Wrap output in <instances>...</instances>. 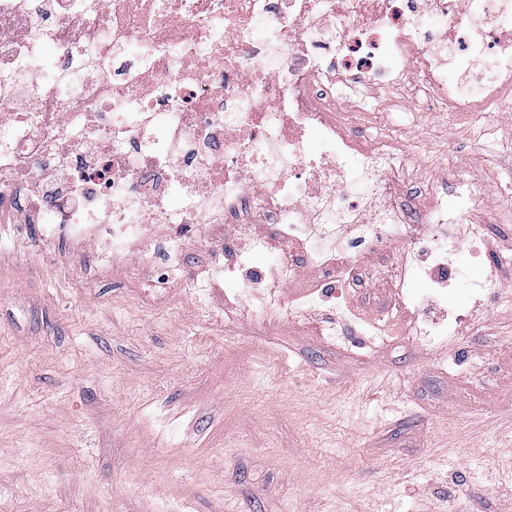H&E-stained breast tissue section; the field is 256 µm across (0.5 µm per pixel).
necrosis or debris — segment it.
Instances as JSON below:
<instances>
[{
	"label": "necrosis or debris",
	"instance_id": "necrosis-or-debris-1",
	"mask_svg": "<svg viewBox=\"0 0 512 512\" xmlns=\"http://www.w3.org/2000/svg\"><path fill=\"white\" fill-rule=\"evenodd\" d=\"M27 2L0 0V213L19 206L42 240L91 246L116 269L166 226L161 251L141 255L161 297L206 227L232 226L237 260L212 273L235 281L268 248L254 224L274 225L287 252L262 272V292L234 293L273 321L324 305L358 317L349 294L332 301L306 283L290 304L281 290L303 264L345 281L363 251L391 241L396 308L454 288L448 227L480 240L470 214L483 183L459 173L446 191L403 189L399 145L350 135L348 114L369 111L378 84L411 102L427 93L430 113L492 111L512 90V0ZM48 45L67 68L55 70ZM344 87L362 90L346 108ZM416 276L427 293L410 288ZM372 329L434 343L459 327Z\"/></svg>",
	"mask_w": 512,
	"mask_h": 512
}]
</instances>
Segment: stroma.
<instances>
[{
  "mask_svg": "<svg viewBox=\"0 0 512 512\" xmlns=\"http://www.w3.org/2000/svg\"><path fill=\"white\" fill-rule=\"evenodd\" d=\"M352 121L395 139L404 181L485 180L484 236L452 225L464 271L447 302L394 309L382 246L351 270L361 320L263 321L205 269L233 261L222 233L190 246L165 302L145 297L143 244L125 269L36 231L0 241V512H512V315L474 301L498 266L512 288V96L482 116L422 114L379 95ZM205 289L197 297L190 282ZM481 327L437 344L366 327L443 320ZM498 269L495 267L487 268L482 276L471 283V291L475 296L489 295L498 296L499 290Z\"/></svg>",
  "mask_w": 512,
  "mask_h": 512,
  "instance_id": "35a3bbf8",
  "label": "stroma"
}]
</instances>
